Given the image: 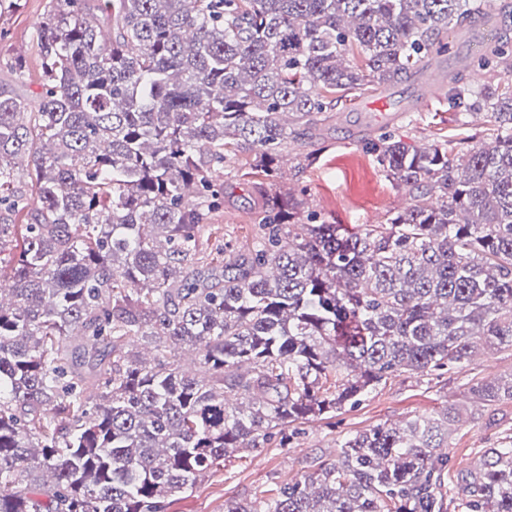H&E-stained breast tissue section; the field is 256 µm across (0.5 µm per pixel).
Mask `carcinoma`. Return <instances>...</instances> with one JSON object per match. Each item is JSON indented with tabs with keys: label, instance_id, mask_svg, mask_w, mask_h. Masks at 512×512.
<instances>
[{
	"label": "carcinoma",
	"instance_id": "obj_1",
	"mask_svg": "<svg viewBox=\"0 0 512 512\" xmlns=\"http://www.w3.org/2000/svg\"><path fill=\"white\" fill-rule=\"evenodd\" d=\"M490 8L512 0H50L41 90L0 86V211L27 218L0 220V512H164L394 376L512 348V84L443 76L448 111L494 116L487 141L365 143L413 194L385 224L319 223L278 187L286 145L313 164L303 136ZM477 66L511 74L512 44ZM241 150L236 173L266 183L245 255L201 238ZM467 390L512 401V376ZM458 420L358 432L224 512H512V437L443 492Z\"/></svg>",
	"mask_w": 512,
	"mask_h": 512
}]
</instances>
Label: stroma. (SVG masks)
Here are the masks:
<instances>
[{
    "label": "stroma",
    "mask_w": 512,
    "mask_h": 512,
    "mask_svg": "<svg viewBox=\"0 0 512 512\" xmlns=\"http://www.w3.org/2000/svg\"><path fill=\"white\" fill-rule=\"evenodd\" d=\"M48 6L49 0H20L19 7L0 13V66L8 67L16 55H23L22 85L31 93L38 92L42 83L41 57L33 33ZM411 88L408 82L369 86L322 130L307 136L306 147L315 151L318 159L307 166L293 165L284 186L303 193L307 210L320 218L349 228L383 224L406 206L409 197L365 152L363 144L368 137L392 131L405 142L429 144L452 135L470 145L489 137L494 127L489 113L465 116L463 125L457 126L449 120L446 94L413 108L403 102ZM384 99L401 102L400 111H375V104ZM259 198L257 187L233 174L225 175L224 209L215 221L222 224L225 240L238 249H245L251 241V219ZM509 376L512 348L479 352L461 372L443 370L423 379L391 378L334 418L305 421L286 446L274 442L259 450L229 454L223 466L169 499L165 512H224L228 499L261 504L276 485L301 480L321 462L335 459L344 437L385 422L433 415L451 404L459 409L460 420L449 441V468L454 473L466 470L475 464L480 449L490 447L499 436L512 435V402L476 407L467 384L472 379Z\"/></svg>",
    "instance_id": "1"
}]
</instances>
